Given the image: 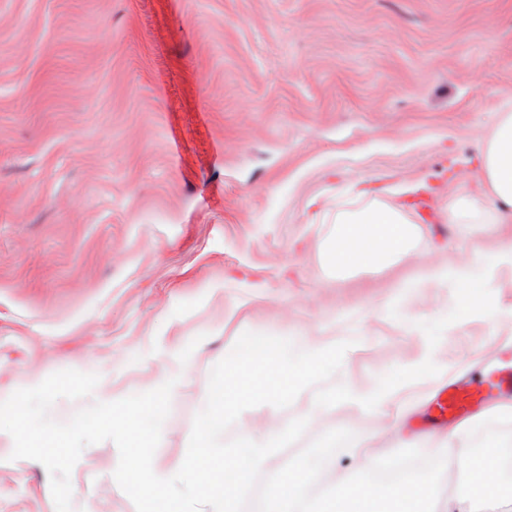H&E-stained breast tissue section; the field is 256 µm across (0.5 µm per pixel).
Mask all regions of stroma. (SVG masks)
Segmentation results:
<instances>
[{
    "instance_id": "obj_1",
    "label": "stroma",
    "mask_w": 512,
    "mask_h": 512,
    "mask_svg": "<svg viewBox=\"0 0 512 512\" xmlns=\"http://www.w3.org/2000/svg\"><path fill=\"white\" fill-rule=\"evenodd\" d=\"M84 83L94 96L73 95ZM506 112L512 0H0V401L61 370L98 374L92 395L53 404L65 422L176 379L154 455L175 471L213 366L247 331L356 337L331 389L398 373L432 340L447 371L482 381L485 348L512 333V268L486 277L492 318L450 278L397 287L512 243V219L482 208L480 167ZM461 197L480 212L449 223ZM375 202L417 243L337 277L322 262L337 215ZM433 382L378 415L340 401L317 418L311 387L227 435L307 419L293 455L352 431L324 489L387 456ZM484 429L503 459L495 512H512V417L489 411ZM12 450L0 431V512H56L48 470ZM118 461L109 440L83 450L72 512H135Z\"/></svg>"
}]
</instances>
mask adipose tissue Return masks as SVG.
Segmentation results:
<instances>
[{"label": "adipose tissue", "instance_id": "obj_1", "mask_svg": "<svg viewBox=\"0 0 512 512\" xmlns=\"http://www.w3.org/2000/svg\"><path fill=\"white\" fill-rule=\"evenodd\" d=\"M482 170L490 186L487 208L498 211L512 209V113L499 119L481 158ZM336 233L324 251V263L337 274L361 268H379L407 254L418 235L416 225L401 212L387 204H374L363 210L340 215ZM512 267V245L479 254L474 261L453 269L428 270L427 278L453 277L461 285V303L467 310L494 316L495 309L484 291L483 275L488 270ZM437 367L434 348L425 349L415 365L388 378L376 379L371 385L358 386L349 382L324 392L313 409L321 414L336 401L349 400L362 409L375 412L407 385L419 371ZM489 460L475 459L470 468L469 495L449 501L447 512H471L473 501L495 504L501 488L487 478Z\"/></svg>", "mask_w": 512, "mask_h": 512}]
</instances>
